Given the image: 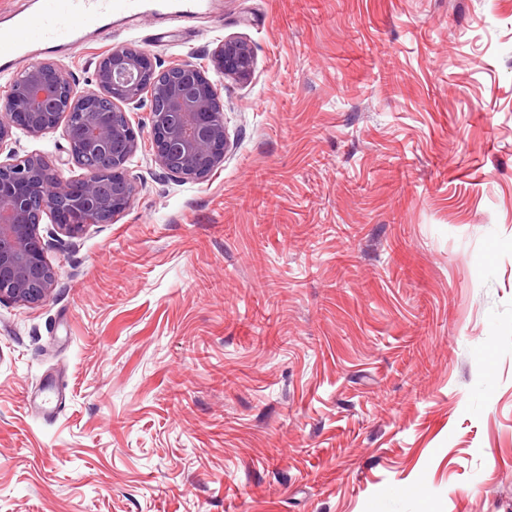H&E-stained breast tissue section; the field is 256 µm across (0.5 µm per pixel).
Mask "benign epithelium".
Listing matches in <instances>:
<instances>
[{"instance_id":"7a95c632","label":"benign epithelium","mask_w":512,"mask_h":512,"mask_svg":"<svg viewBox=\"0 0 512 512\" xmlns=\"http://www.w3.org/2000/svg\"><path fill=\"white\" fill-rule=\"evenodd\" d=\"M212 63L222 78L248 80L253 52L247 41L229 38L216 47ZM168 71L180 75L179 83L163 78ZM95 75L98 91L78 94L63 65L42 61L11 83L10 111L0 113V154L6 153L0 160V301L39 303L54 287L55 271L47 262L39 225L26 221L31 201H39L54 219L67 215L68 223L59 229L68 234L86 224H108L132 203L137 186L127 163L140 144L121 105L145 93L164 102V111L149 112L150 150L155 164L170 178L200 180L223 166L229 148L224 104L218 81L204 69L182 62L160 70L148 52L121 48L97 62ZM101 93L112 98V110L97 106ZM59 127L69 141L74 165H83L88 157L101 160L87 170L76 194L56 160L7 150L15 128L37 137ZM107 177L128 186V195L105 199L101 184Z\"/></svg>"}]
</instances>
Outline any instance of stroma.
<instances>
[{
    "mask_svg": "<svg viewBox=\"0 0 512 512\" xmlns=\"http://www.w3.org/2000/svg\"><path fill=\"white\" fill-rule=\"evenodd\" d=\"M121 47L210 67L231 147L141 148L111 223L0 302V512H512V0H221ZM19 155L68 162L61 131ZM215 74L238 80L250 79L253 71V52L247 41L240 38L225 39L212 55Z\"/></svg>",
    "mask_w": 512,
    "mask_h": 512,
    "instance_id": "obj_1",
    "label": "stroma"
}]
</instances>
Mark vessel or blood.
<instances>
[{
  "label": "vessel or blood",
  "instance_id": "obj_1",
  "mask_svg": "<svg viewBox=\"0 0 512 512\" xmlns=\"http://www.w3.org/2000/svg\"><path fill=\"white\" fill-rule=\"evenodd\" d=\"M216 13V0H30L27 12L0 17V68L71 52L117 19L187 25Z\"/></svg>",
  "mask_w": 512,
  "mask_h": 512
}]
</instances>
